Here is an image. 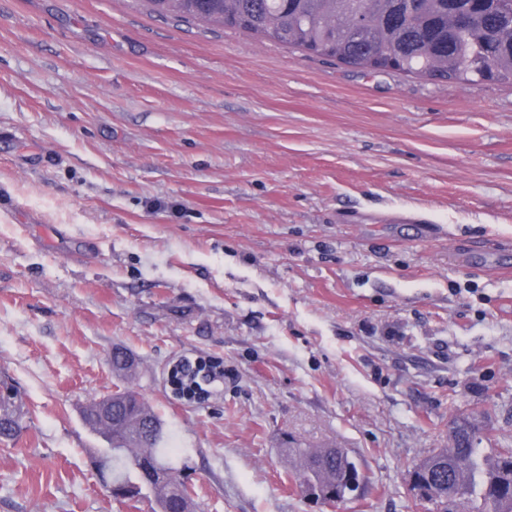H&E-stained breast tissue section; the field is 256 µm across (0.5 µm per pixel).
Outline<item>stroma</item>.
<instances>
[{"label":"stroma","mask_w":512,"mask_h":512,"mask_svg":"<svg viewBox=\"0 0 512 512\" xmlns=\"http://www.w3.org/2000/svg\"><path fill=\"white\" fill-rule=\"evenodd\" d=\"M116 346L137 359L113 374ZM224 370L180 396L172 371ZM0 512L109 498L81 411L120 385L201 512H415L459 409L512 442V85L373 74L144 0H0ZM347 449L317 503L288 448ZM13 390L0 383V439L13 440L22 429V416Z\"/></svg>","instance_id":"1"}]
</instances>
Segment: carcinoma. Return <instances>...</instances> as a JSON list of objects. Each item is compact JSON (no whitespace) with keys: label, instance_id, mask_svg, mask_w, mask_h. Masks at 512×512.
<instances>
[{"label":"carcinoma","instance_id":"1","mask_svg":"<svg viewBox=\"0 0 512 512\" xmlns=\"http://www.w3.org/2000/svg\"><path fill=\"white\" fill-rule=\"evenodd\" d=\"M154 12L199 20L260 36L310 56L369 72L395 70L425 80L512 85V0H147ZM112 372L137 366L125 348H112ZM112 425L82 416L107 447L94 456L99 476L138 488L154 498V512H198L189 486L171 490L158 471L179 476L158 448L163 424L136 390L107 397ZM22 416L13 390L0 383V439L13 440ZM481 428L470 416L455 417L448 447L434 448L415 467L439 485L435 512H512V446L483 454ZM295 480L340 498L357 491L341 481L357 465L340 448H290Z\"/></svg>","mask_w":512,"mask_h":512}]
</instances>
